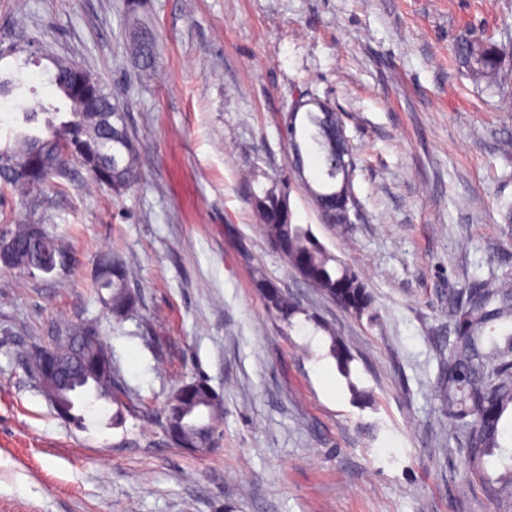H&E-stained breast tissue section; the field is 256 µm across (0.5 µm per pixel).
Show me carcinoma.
<instances>
[{"mask_svg": "<svg viewBox=\"0 0 512 512\" xmlns=\"http://www.w3.org/2000/svg\"><path fill=\"white\" fill-rule=\"evenodd\" d=\"M130 53L138 62L140 76L150 77L154 72L151 61L157 57L154 39L134 40ZM459 58L471 73L480 79L498 83L502 80L503 63L497 48L462 39L457 45ZM86 70L73 63L56 64L54 83L69 104V126L63 127L55 120L58 108L40 104L26 108L23 121L27 125L44 124V134L20 132L0 145V155L29 165L34 157L40 158L38 177L41 188L28 191L39 196L42 187L53 178L61 177L59 170L67 161L60 150L61 140L68 142L86 140L91 146L108 141L104 134L95 131L93 113L116 109L112 96L102 81L84 83L81 77ZM23 81L13 72H0V96L10 95L22 88ZM302 106L295 104L284 123L287 140L294 145L297 165H302L300 140L311 141L321 162L318 187L309 188L325 221L336 224V148L340 146L336 131L344 130L341 117L336 112L305 111V122L298 125ZM128 144L117 149L112 141V187L120 194L130 189L140 177L141 161L137 143L129 130H124ZM254 208L263 223V229L274 246L288 242V251L305 257L306 264L294 271L319 295L346 312L361 318L370 312L371 298L355 271L329 251L314 235L311 228L302 224L275 222L270 213L278 208L290 207L288 187L283 185L254 196ZM10 233L18 253L19 266L29 260L28 227L15 224ZM105 267L104 275L95 279L98 295L108 292L112 316L123 319L137 312L138 301L128 288L132 268L119 257L107 261L99 258ZM269 309L284 320L299 313L298 306L285 294L265 296ZM454 338L450 343L448 358L444 361L438 378V393L448 419L464 434V461L467 467L480 475L487 499L495 512H512V442L508 441V413L512 412V277L492 281L481 278L469 280L461 288L460 296L451 309ZM98 329L90 322L72 325L50 344L58 354L70 362L68 381L37 379L36 386L47 397L55 399L51 405L63 420L80 428L85 427V416L78 412V389L90 385L95 397L116 405L112 413V426L125 423L132 406L124 399L117 372L112 381L99 378L98 366L91 353L82 354L72 346L78 336L95 334ZM331 356L338 372L346 379L353 392H358L351 379L353 356L341 339L332 338ZM191 402L205 409L211 428L222 424L224 406L219 395L204 379L189 382ZM163 432L168 439L176 440L185 448L199 444L197 433L190 429L177 409L165 410ZM498 454L503 472L491 478L485 468L486 457Z\"/></svg>", "mask_w": 512, "mask_h": 512, "instance_id": "carcinoma-1", "label": "carcinoma"}]
</instances>
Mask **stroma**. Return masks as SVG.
<instances>
[{"instance_id":"obj_1","label":"stroma","mask_w":512,"mask_h":512,"mask_svg":"<svg viewBox=\"0 0 512 512\" xmlns=\"http://www.w3.org/2000/svg\"><path fill=\"white\" fill-rule=\"evenodd\" d=\"M127 12L0 0V47L36 60L21 101L0 98V138L23 129L22 106L67 110L51 82L62 59L104 80L144 160L119 195L74 162L36 205L0 189V224L49 218L72 257L50 275L0 269V512H492L436 386L449 294L512 276V82L474 80L456 52L494 43L512 71V0H138L159 56L148 82ZM304 96L343 116L351 223L322 218L310 145L304 172L291 165L283 118ZM281 184L293 223L357 271L371 317L307 288L271 244L252 198ZM103 253L135 267V316L99 302ZM262 278L296 300L291 321L268 311ZM86 320L137 406L120 428L104 401L86 427L63 422L25 367L31 346ZM199 377L224 403L203 457L162 428L177 385ZM330 354L336 361L338 372L346 379L351 378V363L354 358L345 342L336 337H332Z\"/></svg>"}]
</instances>
